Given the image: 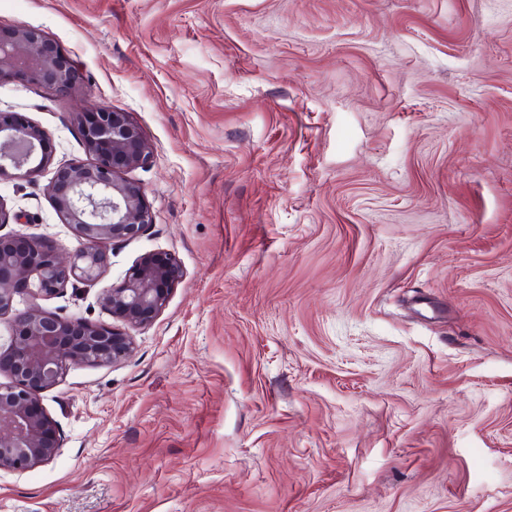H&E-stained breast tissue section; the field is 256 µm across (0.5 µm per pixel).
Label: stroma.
Segmentation results:
<instances>
[{"instance_id": "35a3bbf8", "label": "stroma", "mask_w": 512, "mask_h": 512, "mask_svg": "<svg viewBox=\"0 0 512 512\" xmlns=\"http://www.w3.org/2000/svg\"><path fill=\"white\" fill-rule=\"evenodd\" d=\"M79 66L0 111L88 161L128 113L153 222L42 301L112 325L148 252L182 276L124 362L42 404L61 450L0 512H512V0H0ZM48 177L0 234L72 251Z\"/></svg>"}]
</instances>
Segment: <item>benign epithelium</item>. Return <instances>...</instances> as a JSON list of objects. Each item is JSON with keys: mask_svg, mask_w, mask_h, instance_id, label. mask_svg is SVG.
<instances>
[{"mask_svg": "<svg viewBox=\"0 0 512 512\" xmlns=\"http://www.w3.org/2000/svg\"><path fill=\"white\" fill-rule=\"evenodd\" d=\"M19 79L68 97L82 73L73 60L29 26L0 27V81ZM87 163L57 167L50 198L79 247L62 253L46 238L0 235V319L10 323L8 346L0 351V473L25 472L52 462L61 449L42 394L59 384L72 365L118 364L134 350L129 330L149 325L163 310L180 277L176 260L144 254L101 295L123 327L44 312L39 301L67 288L101 280L110 267L108 245L143 234L152 223L142 187L125 172L145 165L151 148L125 112L91 107L77 112ZM50 138L14 112H0V179L36 180L49 169ZM26 299L18 309L14 301Z\"/></svg>", "mask_w": 512, "mask_h": 512, "instance_id": "obj_1", "label": "benign epithelium"}]
</instances>
